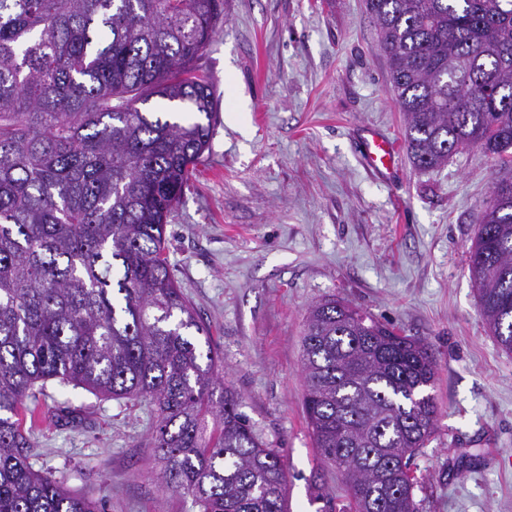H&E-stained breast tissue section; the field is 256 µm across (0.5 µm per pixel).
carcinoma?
I'll use <instances>...</instances> for the list:
<instances>
[{"label":"carcinoma","instance_id":"carcinoma-1","mask_svg":"<svg viewBox=\"0 0 512 512\" xmlns=\"http://www.w3.org/2000/svg\"><path fill=\"white\" fill-rule=\"evenodd\" d=\"M366 9L414 165L477 147L502 172L469 269L511 354L512 0ZM222 11L223 0H0V512H105L32 462L21 413L50 380L155 407L161 479L199 512H288L283 456L239 411L166 254L168 217L218 121L195 62ZM154 97L195 119L141 110ZM301 363L314 447L347 484L342 510L416 512L408 466L438 412L424 393L430 346L327 298L308 312Z\"/></svg>","mask_w":512,"mask_h":512}]
</instances>
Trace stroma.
Wrapping results in <instances>:
<instances>
[{
    "mask_svg": "<svg viewBox=\"0 0 512 512\" xmlns=\"http://www.w3.org/2000/svg\"><path fill=\"white\" fill-rule=\"evenodd\" d=\"M219 122L166 226L170 267L209 326L223 376L290 471L288 512H321V463L301 371L309 307L333 297L428 343L434 432L410 465L418 512H512V354L480 314L469 251L499 176L481 149L421 170L365 0H224L196 63ZM401 150L391 172L364 159L368 134ZM33 459L106 512H197L169 489L150 445L156 415L57 382L36 401Z\"/></svg>",
    "mask_w": 512,
    "mask_h": 512,
    "instance_id": "obj_1",
    "label": "stroma"
}]
</instances>
